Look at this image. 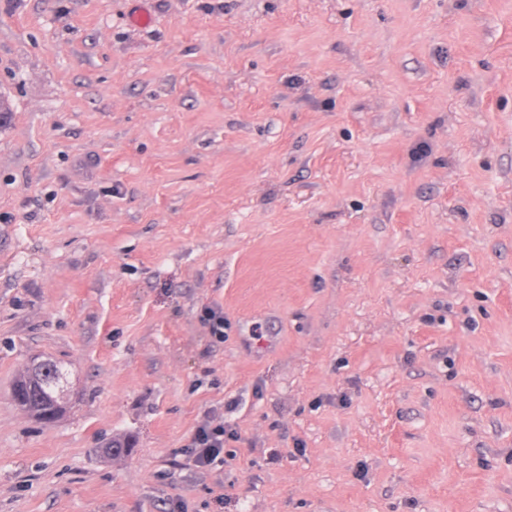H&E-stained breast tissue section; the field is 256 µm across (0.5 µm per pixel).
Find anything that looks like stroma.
<instances>
[{"label":"stroma","instance_id":"obj_1","mask_svg":"<svg viewBox=\"0 0 512 512\" xmlns=\"http://www.w3.org/2000/svg\"><path fill=\"white\" fill-rule=\"evenodd\" d=\"M0 94V512H512V0H0ZM62 365L48 358L44 382L37 388H30V380L27 372L20 375L14 382L12 388V400L14 404L23 412L43 422H53L63 413L67 412L68 407L63 404L62 407L55 408L51 400V381L54 377L63 376ZM229 435H233L232 431L221 424L213 426L210 422H205L199 426L190 452L196 466L205 467L213 463L223 452L225 437Z\"/></svg>","mask_w":512,"mask_h":512}]
</instances>
